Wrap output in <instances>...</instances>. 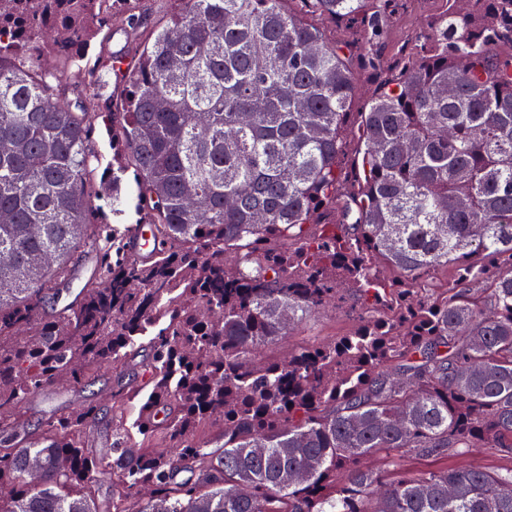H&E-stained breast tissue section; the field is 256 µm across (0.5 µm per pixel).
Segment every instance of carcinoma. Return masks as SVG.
<instances>
[{"instance_id": "obj_1", "label": "carcinoma", "mask_w": 512, "mask_h": 512, "mask_svg": "<svg viewBox=\"0 0 512 512\" xmlns=\"http://www.w3.org/2000/svg\"><path fill=\"white\" fill-rule=\"evenodd\" d=\"M285 2L185 0L154 22L131 0H0V512H512V465H448L512 454V0H435L361 112L302 15L359 18L370 44L388 0ZM118 5L141 51L86 73ZM34 42L50 66L26 63ZM113 86L115 109L86 110ZM130 169L149 261L127 249L137 225L91 221L101 198L122 214ZM347 295V333L279 352ZM105 363L136 364L112 386V448L88 445L91 400L31 427L26 402ZM95 149L98 154L99 173L107 170L108 164L112 162V150L110 149V133L108 127L102 122V119H98L95 123ZM455 464L460 467L498 468L512 464V457L501 456L487 448H474L463 458L456 459Z\"/></svg>"}]
</instances>
